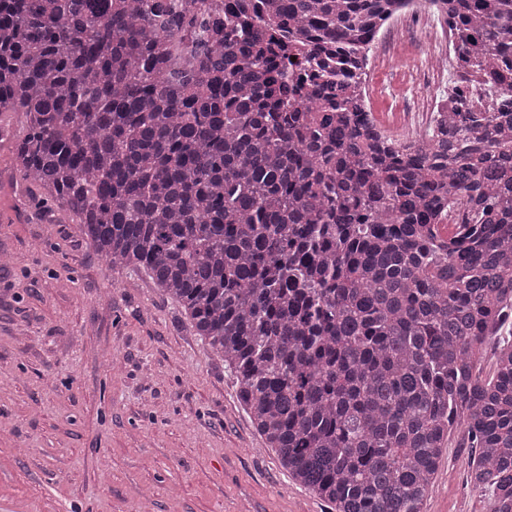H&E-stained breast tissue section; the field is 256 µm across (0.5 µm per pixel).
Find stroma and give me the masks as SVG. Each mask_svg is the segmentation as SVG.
I'll list each match as a JSON object with an SVG mask.
<instances>
[{
    "label": "stroma",
    "mask_w": 512,
    "mask_h": 512,
    "mask_svg": "<svg viewBox=\"0 0 512 512\" xmlns=\"http://www.w3.org/2000/svg\"><path fill=\"white\" fill-rule=\"evenodd\" d=\"M428 48L378 36L368 106L386 129L430 92ZM0 120V512H332L289 477L232 373L143 272L105 268L42 207ZM449 448L426 512H487Z\"/></svg>",
    "instance_id": "1"
}]
</instances>
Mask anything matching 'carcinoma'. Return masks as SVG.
I'll use <instances>...</instances> for the list:
<instances>
[{"label": "carcinoma", "instance_id": "1", "mask_svg": "<svg viewBox=\"0 0 512 512\" xmlns=\"http://www.w3.org/2000/svg\"><path fill=\"white\" fill-rule=\"evenodd\" d=\"M410 2L234 0L195 43L170 0H0V112L23 180L181 305L295 480L424 512L455 434L512 512V0H427L504 103L409 153L319 60L364 68ZM455 204L477 223L445 249Z\"/></svg>", "mask_w": 512, "mask_h": 512}]
</instances>
